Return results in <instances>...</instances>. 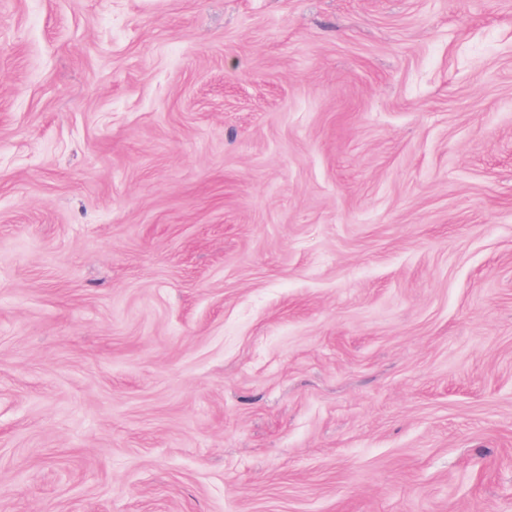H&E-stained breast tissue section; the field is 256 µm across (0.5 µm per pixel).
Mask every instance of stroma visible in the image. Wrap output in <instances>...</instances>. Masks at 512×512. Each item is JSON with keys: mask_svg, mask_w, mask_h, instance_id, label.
Returning <instances> with one entry per match:
<instances>
[{"mask_svg": "<svg viewBox=\"0 0 512 512\" xmlns=\"http://www.w3.org/2000/svg\"><path fill=\"white\" fill-rule=\"evenodd\" d=\"M0 512H512V0H0Z\"/></svg>", "mask_w": 512, "mask_h": 512, "instance_id": "obj_1", "label": "stroma"}]
</instances>
